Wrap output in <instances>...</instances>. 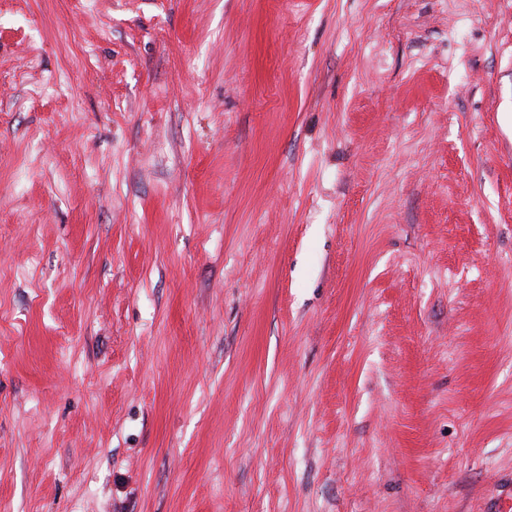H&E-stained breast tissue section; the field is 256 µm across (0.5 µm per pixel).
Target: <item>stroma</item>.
<instances>
[{"instance_id":"35a3bbf8","label":"stroma","mask_w":512,"mask_h":512,"mask_svg":"<svg viewBox=\"0 0 512 512\" xmlns=\"http://www.w3.org/2000/svg\"><path fill=\"white\" fill-rule=\"evenodd\" d=\"M512 0H0V512H499Z\"/></svg>"}]
</instances>
